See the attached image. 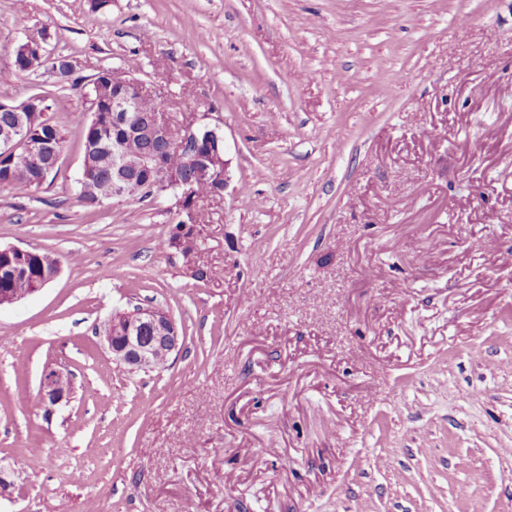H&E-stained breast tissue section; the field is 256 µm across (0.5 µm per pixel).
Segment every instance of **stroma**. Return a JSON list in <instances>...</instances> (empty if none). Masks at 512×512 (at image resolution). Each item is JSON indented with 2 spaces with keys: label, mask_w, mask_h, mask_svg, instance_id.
I'll use <instances>...</instances> for the list:
<instances>
[{
  "label": "stroma",
  "mask_w": 512,
  "mask_h": 512,
  "mask_svg": "<svg viewBox=\"0 0 512 512\" xmlns=\"http://www.w3.org/2000/svg\"><path fill=\"white\" fill-rule=\"evenodd\" d=\"M40 28L80 89L15 67ZM128 68L224 131L192 254L169 194L77 198ZM42 91L67 143L0 187V247L60 272L0 307V512H512V0H0V100ZM136 305L184 336L165 369L98 336ZM208 161L213 163L214 165L219 164L220 168L216 170L210 179V189L211 194L214 198L216 197H222L224 194V190L227 186L228 179H229V163L228 160L225 159V148H224V164L223 159L216 154H212L207 156ZM72 390L73 382H71L70 374L62 368H50L42 378L41 401L50 410L63 400L68 401Z\"/></svg>",
  "instance_id": "1"
}]
</instances>
